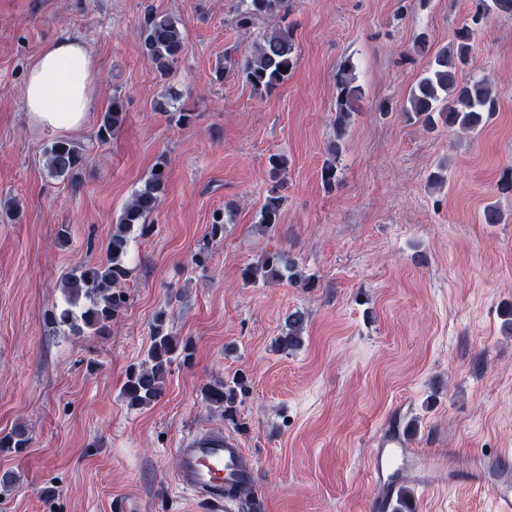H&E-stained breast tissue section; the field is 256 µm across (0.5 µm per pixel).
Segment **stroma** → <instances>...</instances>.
I'll return each instance as SVG.
<instances>
[{"mask_svg":"<svg viewBox=\"0 0 512 512\" xmlns=\"http://www.w3.org/2000/svg\"><path fill=\"white\" fill-rule=\"evenodd\" d=\"M237 0H0V433L30 444L0 456V512H109L113 495L143 512H200L175 483L176 449L195 428L234 435L258 462L265 512H373L368 472L379 435L404 422L411 447L439 469L449 454L512 451V17L474 35L469 70L498 110L475 137L433 133L398 108L435 50L468 23L472 0H291L298 63L259 97L239 68L253 37L233 23ZM174 17L186 51L170 76L146 63L135 31L146 11ZM80 37L99 64L93 112L69 133L86 161L76 180L46 165L57 132L30 124L27 68L53 39ZM428 51L415 48L417 35ZM352 57L362 97L325 190L340 60ZM183 93L182 127L154 104ZM127 118L96 137L113 96ZM289 159L275 231L256 229L271 182L268 159ZM167 191L146 229L130 234L126 309L108 332L50 323L62 280L106 259L124 205L158 157ZM448 163V183L429 175ZM496 204L504 221L487 224ZM224 233L211 237L214 212ZM69 241L57 246L61 227ZM296 257L306 288L244 284L240 268L267 253ZM308 314L303 344H274L289 311ZM190 339L164 394L129 407L128 368L146 360L156 311ZM244 377L227 420L204 400L214 379ZM413 512H494L489 489L403 480Z\"/></svg>","mask_w":512,"mask_h":512,"instance_id":"35a3bbf8","label":"stroma"}]
</instances>
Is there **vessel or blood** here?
I'll list each match as a JSON object with an SVG mask.
<instances>
[{
	"label": "vessel or blood",
	"instance_id": "b4317fda",
	"mask_svg": "<svg viewBox=\"0 0 512 512\" xmlns=\"http://www.w3.org/2000/svg\"><path fill=\"white\" fill-rule=\"evenodd\" d=\"M177 455L179 489L196 499L206 512H231L236 499L228 495V487L252 484L257 468L255 459L238 440L219 429L188 434ZM423 466L422 457L407 447L401 435L382 439L373 449L369 463L375 512H386L391 498L399 491L403 471ZM463 477L490 489L495 512H512V458L476 457L462 468L449 462V483L459 482Z\"/></svg>",
	"mask_w": 512,
	"mask_h": 512
}]
</instances>
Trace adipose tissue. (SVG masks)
<instances>
[{"mask_svg": "<svg viewBox=\"0 0 512 512\" xmlns=\"http://www.w3.org/2000/svg\"><path fill=\"white\" fill-rule=\"evenodd\" d=\"M99 67L86 44L63 35L31 62L24 86L29 122L42 129L75 132L88 119L96 97Z\"/></svg>", "mask_w": 512, "mask_h": 512, "instance_id": "ef3b65f1", "label": "adipose tissue"}]
</instances>
